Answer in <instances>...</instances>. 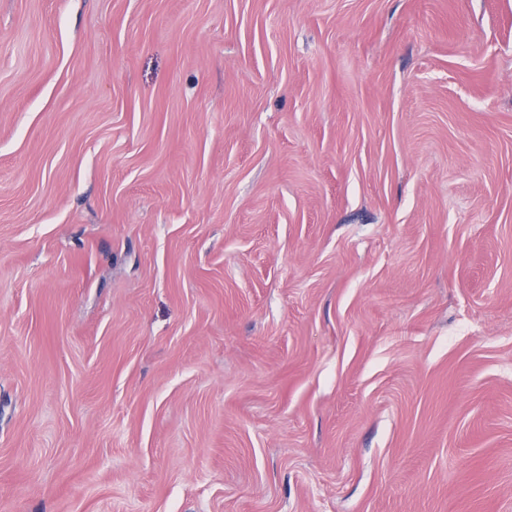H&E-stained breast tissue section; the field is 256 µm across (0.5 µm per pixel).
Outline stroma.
<instances>
[{
    "instance_id": "1",
    "label": "stroma",
    "mask_w": 512,
    "mask_h": 512,
    "mask_svg": "<svg viewBox=\"0 0 512 512\" xmlns=\"http://www.w3.org/2000/svg\"><path fill=\"white\" fill-rule=\"evenodd\" d=\"M0 512H512V0H0Z\"/></svg>"
}]
</instances>
